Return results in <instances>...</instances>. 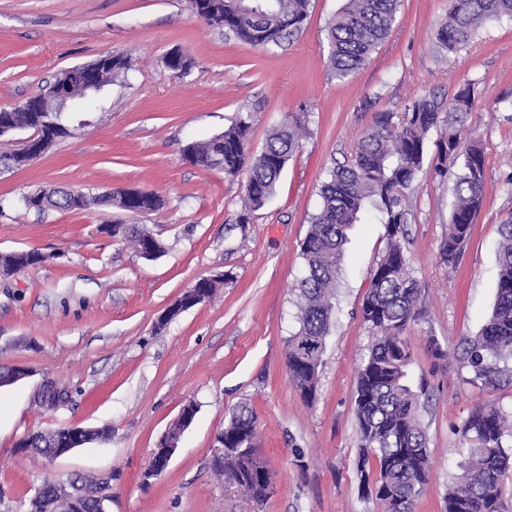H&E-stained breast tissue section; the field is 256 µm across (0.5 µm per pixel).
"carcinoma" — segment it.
<instances>
[{"instance_id": "cac0c4a2", "label": "carcinoma", "mask_w": 512, "mask_h": 512, "mask_svg": "<svg viewBox=\"0 0 512 512\" xmlns=\"http://www.w3.org/2000/svg\"><path fill=\"white\" fill-rule=\"evenodd\" d=\"M192 13L233 34L256 48L279 46L299 33L308 17L310 0H224V7L202 10V0H188ZM399 0H345L327 27L330 47L329 69L338 79L353 75L388 35L395 21ZM512 19V0H450L448 21L437 31L444 51L455 53L466 47L475 30L490 19ZM109 64L98 80L78 78L63 71L58 83L69 82L68 96L98 89L116 78L128 79L129 65L121 55L108 54ZM64 98L28 99L47 114L29 112L22 104L3 117L19 125L44 128V118L59 129V138L71 135L54 105ZM473 107L445 103L435 94L413 102L404 115L379 112L373 125L359 139L355 156L335 165L319 188V207L311 216L308 232L300 245L303 276L298 283V330L288 339V375L303 397L314 396L319 368L323 363L325 339L330 333L332 300L341 271L347 231L369 209L379 213L385 224L386 246L371 271L370 283L361 305V317L374 338L368 355L358 369L354 407L362 455L358 468L367 476V466L379 472L372 484L380 512H415L429 483V440L417 409L419 394L406 383L411 352L403 336L418 320L420 284L413 274L402 244L407 224L408 198L426 162L427 134H438L436 152L430 162L441 178L454 177L456 203L438 252V262L455 267L467 246L475 215L484 202L485 157L478 144L461 150L465 120ZM250 124L241 119L223 133L203 143H191L183 152L193 155L191 163L213 168L212 157L221 156V169L228 176L246 172L244 207L262 209L274 193L282 171L306 133L297 115L285 118L269 136L260 154L248 152ZM40 193L53 198L52 206L72 211L100 204L96 195L47 185ZM113 206L132 214H148L162 206L154 192L142 190L135 197L121 191ZM498 280L496 298L486 324L464 339L462 361L471 369L468 382L483 388L512 384V224L499 228ZM119 236L135 243L141 252L153 241L152 234L135 224H124ZM37 251L1 254L0 265L18 270L41 264ZM256 429V415L247 404L238 405L224 425V442L235 446ZM58 428L31 433L30 454L42 457L66 437ZM468 445V461L453 477L448 489V512H504L503 477L512 469V417L492 405L476 406L458 429ZM226 473L244 480L246 491L256 498L267 496L263 475L256 463L241 455H224ZM28 512H73L71 505L54 496L53 481L46 480L38 495L29 499Z\"/></svg>"}]
</instances>
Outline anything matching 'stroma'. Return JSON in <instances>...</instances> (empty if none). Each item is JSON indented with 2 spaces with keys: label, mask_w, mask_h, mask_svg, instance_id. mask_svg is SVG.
I'll list each match as a JSON object with an SVG mask.
<instances>
[{
  "label": "stroma",
  "mask_w": 512,
  "mask_h": 512,
  "mask_svg": "<svg viewBox=\"0 0 512 512\" xmlns=\"http://www.w3.org/2000/svg\"><path fill=\"white\" fill-rule=\"evenodd\" d=\"M343 0H311L302 31L259 49L208 25L186 0H0V108L19 105L64 70L107 54L128 57L133 74L67 100L74 130L28 166L0 170V253L36 249L46 259L0 278V364L30 377L0 387V512H27L45 477L109 481L110 512H379L357 467L353 395L373 338L360 308L385 227L363 215L348 231L333 322L314 399L286 368L297 327L294 286L300 242L334 164L382 111L403 113L429 93L449 99L474 82L464 135L486 157L485 202L456 268L439 245L455 203L453 180L420 175L409 196L404 247L420 283L422 314L405 332L408 382L430 448L429 484L415 512H446V494L467 457L458 428L479 404L512 410V385L481 389L457 356L432 355L429 339L455 346L491 312L500 225L512 223V20L485 22L456 53L437 44L449 0H400L388 36L348 79L327 66V26ZM188 73L169 69L173 49ZM309 131L266 206L245 214L244 177L185 161L189 143L221 134L239 118L259 153L285 115ZM56 184L83 192L138 188L163 196L157 211L24 209L21 196ZM150 231L161 253L146 259L104 227ZM231 273L212 298L166 325L158 320L195 281ZM70 400L55 410L37 399L42 375ZM198 408L167 469L141 474L182 406ZM256 413L258 452L274 475L262 501L212 470L214 439L233 408ZM110 427L111 436L54 463L19 453L29 432Z\"/></svg>",
  "instance_id": "35a3bbf8"
}]
</instances>
